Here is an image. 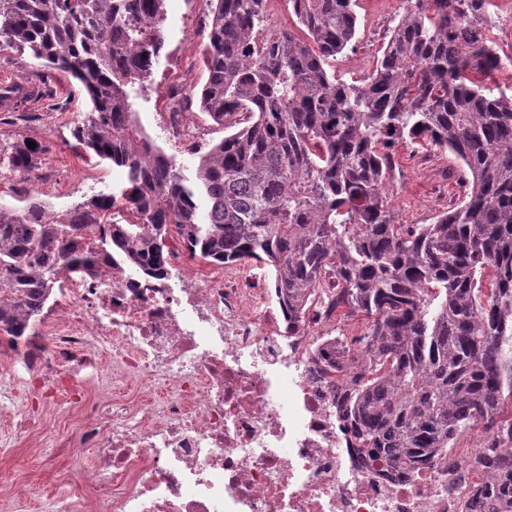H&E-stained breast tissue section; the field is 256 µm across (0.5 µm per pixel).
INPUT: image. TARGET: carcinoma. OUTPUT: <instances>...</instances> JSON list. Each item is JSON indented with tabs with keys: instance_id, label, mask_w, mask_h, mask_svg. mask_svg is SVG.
I'll list each match as a JSON object with an SVG mask.
<instances>
[{
	"instance_id": "cac0c4a2",
	"label": "carcinoma",
	"mask_w": 512,
	"mask_h": 512,
	"mask_svg": "<svg viewBox=\"0 0 512 512\" xmlns=\"http://www.w3.org/2000/svg\"><path fill=\"white\" fill-rule=\"evenodd\" d=\"M164 2L0 0V52L77 80L91 108L73 138L127 176L62 211L0 202V341L115 258L165 276L174 232L192 259L268 267L291 324L311 311L363 324L324 360L350 374L336 416L358 455L410 472L483 426V493L512 512V94L489 86L512 56L488 38L493 0H412L351 82L330 62L354 47L355 0H289L300 36L268 24V0H209L206 80L184 100L224 137L193 181L136 120ZM417 141L450 154L466 188L432 223L399 224L393 147ZM49 151L0 143V169L36 178Z\"/></svg>"
}]
</instances>
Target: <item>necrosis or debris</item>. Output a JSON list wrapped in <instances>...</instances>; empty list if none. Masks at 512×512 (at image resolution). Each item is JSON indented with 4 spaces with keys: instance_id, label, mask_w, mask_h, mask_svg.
<instances>
[{
    "instance_id": "1",
    "label": "necrosis or debris",
    "mask_w": 512,
    "mask_h": 512,
    "mask_svg": "<svg viewBox=\"0 0 512 512\" xmlns=\"http://www.w3.org/2000/svg\"><path fill=\"white\" fill-rule=\"evenodd\" d=\"M168 254L177 278L102 272L46 303L19 346L0 345L45 398L84 404L79 443L104 488L94 512H492L468 454L400 477L348 448L341 382L320 372L340 342L333 321L288 325L265 273L193 264L178 242ZM107 369L161 399L88 401L85 381Z\"/></svg>"
}]
</instances>
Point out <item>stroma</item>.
<instances>
[{"label": "stroma", "mask_w": 512, "mask_h": 512, "mask_svg": "<svg viewBox=\"0 0 512 512\" xmlns=\"http://www.w3.org/2000/svg\"><path fill=\"white\" fill-rule=\"evenodd\" d=\"M405 9L404 0H357L359 42L355 50L344 51L333 61L337 77L349 81L370 74L386 35ZM206 11L205 0H165V46L151 83L139 99L140 124L190 178L195 175L201 150L219 141L223 133L214 129L198 108H191L186 127L199 141L190 145L171 136L167 113L174 99L205 82L201 23ZM1 77L35 85L40 95L36 104L0 111V140L36 136L50 142L52 148L37 179L0 171V201L11 204L34 194L53 209L62 210L94 194L125 186L121 168L82 152L72 136L74 121L90 108V100L76 80L48 71L29 56L6 51L0 53ZM394 153L400 167L386 193L398 223H431L459 196L451 159L421 143L397 145ZM33 404L38 407L41 428L20 437L14 416ZM81 421L79 405L41 398L30 387L20 364L0 360V512H58L62 499L76 501L94 494L88 481L93 455L80 448L78 441ZM61 439L66 448L58 447Z\"/></svg>", "instance_id": "obj_1"}]
</instances>
